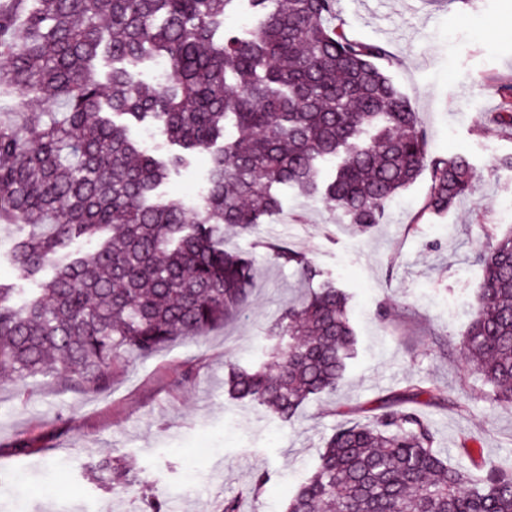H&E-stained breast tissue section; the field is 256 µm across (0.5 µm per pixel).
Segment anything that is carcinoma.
Wrapping results in <instances>:
<instances>
[{
  "mask_svg": "<svg viewBox=\"0 0 512 512\" xmlns=\"http://www.w3.org/2000/svg\"><path fill=\"white\" fill-rule=\"evenodd\" d=\"M336 0H0V224L26 234L12 259L36 288L0 284V373L16 382L62 373L100 392L112 364L198 341L247 299L253 261L224 245L281 211L277 190L322 194L349 223H380L387 202L428 172L421 215L446 213L474 190L464 154L432 155L416 112L387 73L380 44L333 23ZM231 8L255 20L224 30ZM112 59L101 80L95 61ZM172 72L136 77L146 59ZM490 130L512 131V84ZM148 121L184 151H212L208 188L189 212L154 191L183 162L129 135ZM94 240L92 251L72 248ZM305 284L269 330L274 368L230 365L229 396L288 423L336 391L356 350L348 298L287 241L263 242ZM482 285L463 350L512 404V230L479 254ZM410 384L366 422L327 439L286 512H512V463L452 465L421 416L433 401ZM99 469L128 486L116 460Z\"/></svg>",
  "mask_w": 512,
  "mask_h": 512,
  "instance_id": "1",
  "label": "carcinoma"
}]
</instances>
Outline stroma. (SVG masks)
Masks as SVG:
<instances>
[{"instance_id":"35a3bbf8","label":"stroma","mask_w":512,"mask_h":512,"mask_svg":"<svg viewBox=\"0 0 512 512\" xmlns=\"http://www.w3.org/2000/svg\"><path fill=\"white\" fill-rule=\"evenodd\" d=\"M336 21L388 50V74L429 151L472 163V195L422 214L423 177L363 231L324 197L285 189L282 216L225 230L232 248L255 258L256 284L243 311L204 343L116 361L102 392L59 376L0 380V512H141L146 494L158 495L164 512H217L231 497L244 512H284L336 425L365 420L413 382L442 394L415 409L451 463L512 461V406L494 403L461 348L482 283L478 254L489 232L512 227V168L499 163L512 155V136L485 125L499 109V86L512 81V0H388L381 19L363 0H336ZM210 164L209 153L190 154L160 194L194 207ZM263 239L291 242L348 294L357 336L339 390L285 425L224 390L228 364L262 359L268 330L299 294L294 269L269 261ZM106 455L130 470L127 490L113 491L96 470ZM262 472L269 479L251 495Z\"/></svg>"}]
</instances>
